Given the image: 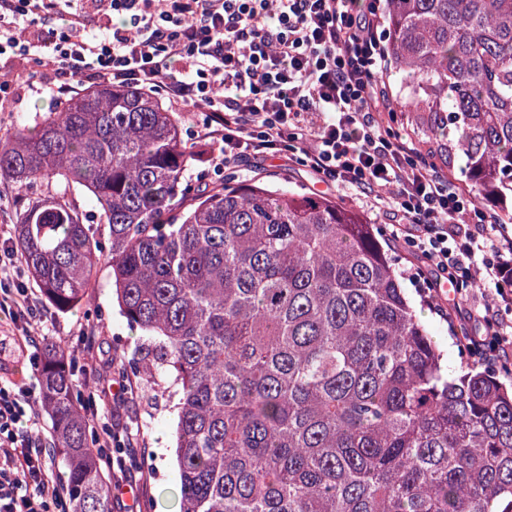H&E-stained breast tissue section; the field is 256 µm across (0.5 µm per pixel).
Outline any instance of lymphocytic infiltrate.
Returning <instances> with one entry per match:
<instances>
[{"label": "lymphocytic infiltrate", "mask_w": 512, "mask_h": 512, "mask_svg": "<svg viewBox=\"0 0 512 512\" xmlns=\"http://www.w3.org/2000/svg\"><path fill=\"white\" fill-rule=\"evenodd\" d=\"M385 0H0V103L36 58L56 97L72 81L135 84L177 112L203 111L219 136L214 170L256 157L285 159L381 209L391 238L420 259L407 276L437 311L469 323L462 342L490 369L512 368V231L457 180L438 170L386 119L393 107ZM494 289L478 301L475 280ZM41 302L0 264V324L37 317ZM123 383L84 398L98 459L116 475L113 501L142 512L133 471L144 456L114 426ZM33 387L0 384V512H69L49 442L34 429Z\"/></svg>", "instance_id": "1"}]
</instances>
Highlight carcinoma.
<instances>
[{
    "label": "carcinoma",
    "mask_w": 512,
    "mask_h": 512,
    "mask_svg": "<svg viewBox=\"0 0 512 512\" xmlns=\"http://www.w3.org/2000/svg\"><path fill=\"white\" fill-rule=\"evenodd\" d=\"M394 107L512 223V0H388ZM175 113L135 86L61 102L0 140V179L77 183L108 228L120 313L174 376L177 512H512V384L448 378L392 251L356 209L226 178L198 193ZM98 225L30 201L17 249L44 299H87ZM68 348L41 401L72 512H111Z\"/></svg>",
    "instance_id": "cac0c4a2"
}]
</instances>
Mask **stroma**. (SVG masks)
I'll return each mask as SVG.
<instances>
[{
    "mask_svg": "<svg viewBox=\"0 0 512 512\" xmlns=\"http://www.w3.org/2000/svg\"><path fill=\"white\" fill-rule=\"evenodd\" d=\"M21 70L23 77L15 98L0 108L2 139L8 138L18 125L35 126L58 103L57 98L44 92L42 67L26 61L22 63ZM237 173L250 181L266 182L280 188L302 187L341 203L346 200L345 194L339 189L327 186L311 172L283 160L257 158L239 167ZM60 191L66 192L68 198L88 214L91 222L98 224L99 240L107 242L108 230L101 226L92 196L84 187L40 180L20 185L1 179L0 235L5 238L6 249L14 247L15 228L26 201L34 196ZM402 286L442 350L449 376H456L461 370L472 367V360L463 355L459 347L464 334L463 323L436 313L410 281H403ZM29 328L38 336L40 345L51 342L68 344L71 355L80 359L87 355L86 334H94L102 357L97 365L76 371L74 379L77 389L85 395L118 376L124 377L131 385L132 396L113 406L114 420L130 429L137 438L138 447L144 448L147 453L140 476L144 512H166L159 492L179 480L172 438L177 387L172 379H152L142 372L140 365L148 339L132 330L120 314L112 291V269L109 264L99 263L89 300L63 313L50 305H43L40 317L32 319Z\"/></svg>",
    "mask_w": 512,
    "mask_h": 512,
    "instance_id": "obj_1",
    "label": "stroma"
}]
</instances>
